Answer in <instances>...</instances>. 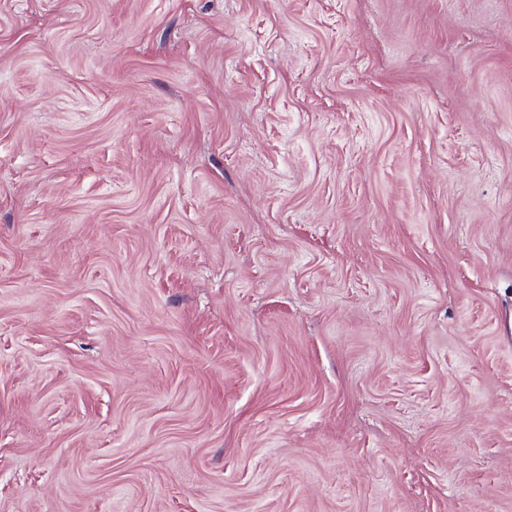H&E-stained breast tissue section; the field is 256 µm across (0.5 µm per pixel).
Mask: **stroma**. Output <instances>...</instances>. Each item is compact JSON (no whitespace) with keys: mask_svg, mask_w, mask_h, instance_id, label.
Here are the masks:
<instances>
[{"mask_svg":"<svg viewBox=\"0 0 512 512\" xmlns=\"http://www.w3.org/2000/svg\"><path fill=\"white\" fill-rule=\"evenodd\" d=\"M0 512H512V0H0Z\"/></svg>","mask_w":512,"mask_h":512,"instance_id":"35a3bbf8","label":"stroma"}]
</instances>
